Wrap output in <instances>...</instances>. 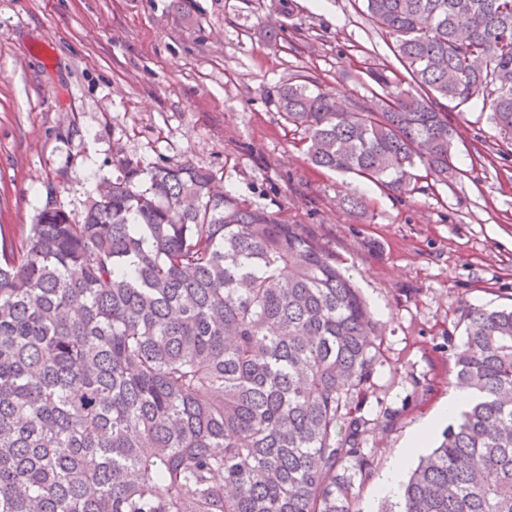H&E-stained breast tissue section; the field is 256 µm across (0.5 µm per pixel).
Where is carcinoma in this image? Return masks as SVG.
<instances>
[{
	"instance_id": "obj_1",
	"label": "carcinoma",
	"mask_w": 512,
	"mask_h": 512,
	"mask_svg": "<svg viewBox=\"0 0 512 512\" xmlns=\"http://www.w3.org/2000/svg\"><path fill=\"white\" fill-rule=\"evenodd\" d=\"M407 74L350 111L273 93L310 162L393 192L457 178L444 101L512 140V0H363ZM81 219L0 225V512H362L383 326L304 224L128 157ZM448 337L459 415L382 512H512V309Z\"/></svg>"
}]
</instances>
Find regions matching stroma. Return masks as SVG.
<instances>
[{
    "label": "stroma",
    "mask_w": 512,
    "mask_h": 512,
    "mask_svg": "<svg viewBox=\"0 0 512 512\" xmlns=\"http://www.w3.org/2000/svg\"><path fill=\"white\" fill-rule=\"evenodd\" d=\"M398 68L363 0H0V224L29 229L52 201L81 217L115 150L188 162L218 186L313 229L348 261L384 328L366 409L385 471L453 387L435 350L464 306H512V142L480 102L449 104L461 177L395 194L313 167L273 106L296 75L363 101L368 66ZM360 191L366 210L343 211Z\"/></svg>",
    "instance_id": "35a3bbf8"
}]
</instances>
